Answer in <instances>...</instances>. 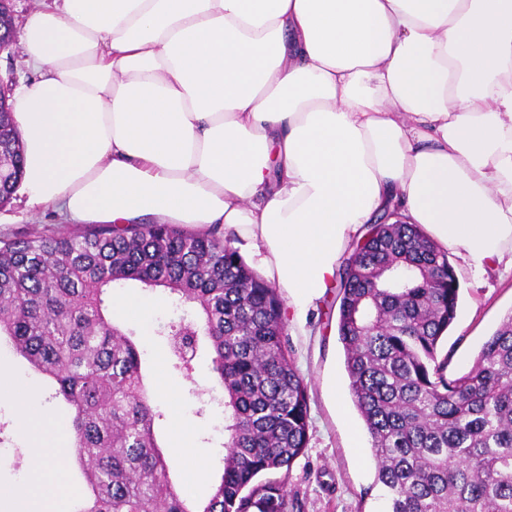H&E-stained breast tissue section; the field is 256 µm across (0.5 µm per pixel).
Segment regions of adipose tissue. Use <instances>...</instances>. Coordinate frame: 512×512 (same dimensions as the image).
<instances>
[{
    "label": "adipose tissue",
    "instance_id": "1",
    "mask_svg": "<svg viewBox=\"0 0 512 512\" xmlns=\"http://www.w3.org/2000/svg\"><path fill=\"white\" fill-rule=\"evenodd\" d=\"M13 96L29 199L96 224L217 226L308 315L362 225L512 269V0H48ZM27 485L64 512L67 442ZM193 488L203 466L174 425Z\"/></svg>",
    "mask_w": 512,
    "mask_h": 512
}]
</instances>
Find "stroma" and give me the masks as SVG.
<instances>
[{"label":"stroma","mask_w":512,"mask_h":512,"mask_svg":"<svg viewBox=\"0 0 512 512\" xmlns=\"http://www.w3.org/2000/svg\"><path fill=\"white\" fill-rule=\"evenodd\" d=\"M77 223L64 220L53 208L30 204L24 190H17L10 203L0 207V239L35 232L79 231ZM449 260L460 282L457 318L442 343L451 354L450 372L471 366L479 349L500 322L512 314V273L503 267L479 274L468 268L456 250ZM143 298L154 308L147 319L121 316L134 330L142 351V372L150 396H157V375L165 373L175 392L174 400H161L165 417L157 426L161 446H168L172 420H180L190 431L194 446L207 463V473L192 491L193 498L208 495L221 468L224 441V408L213 403L201 406L199 391L214 387L211 355L201 349L191 377L172 367H159V359H170L168 326L175 317L172 302L160 290H146ZM314 335L289 336L297 369L310 394L309 442L295 461L285 487L293 512H386L380 489L374 488L375 464L369 435L360 447H350L348 422H360L349 391L344 350L335 327H324L322 316H314ZM29 400L30 414L49 431L62 430L67 409L51 399L43 379L28 369L9 346L0 345V512H23L22 499L14 490L25 484L33 467L35 428L22 420L15 400Z\"/></svg>","instance_id":"obj_1"}]
</instances>
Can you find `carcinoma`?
Returning <instances> with one entry per match:
<instances>
[{"label": "carcinoma", "mask_w": 512, "mask_h": 512, "mask_svg": "<svg viewBox=\"0 0 512 512\" xmlns=\"http://www.w3.org/2000/svg\"><path fill=\"white\" fill-rule=\"evenodd\" d=\"M0 206L22 181L24 142L0 106ZM337 334L354 405L371 438L387 512H512V314L472 365L448 373L440 342L459 280L419 224H378L340 264ZM162 287L183 310L170 325L191 359L200 337L224 393L223 468L203 503L170 479L155 438L163 412L141 354L105 296ZM279 289L216 229L94 224L0 239V340L52 383L69 409L87 496L76 512H288L285 482L309 441L310 396L285 336Z\"/></svg>", "instance_id": "obj_1"}]
</instances>
